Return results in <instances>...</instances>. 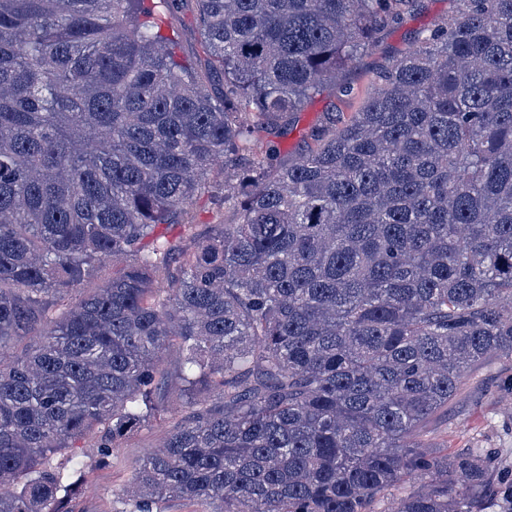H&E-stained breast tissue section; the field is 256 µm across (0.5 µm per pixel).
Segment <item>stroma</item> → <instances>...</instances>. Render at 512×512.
Returning a JSON list of instances; mask_svg holds the SVG:
<instances>
[{
    "mask_svg": "<svg viewBox=\"0 0 512 512\" xmlns=\"http://www.w3.org/2000/svg\"><path fill=\"white\" fill-rule=\"evenodd\" d=\"M453 10V0H414L397 23L381 31L372 48L343 70L340 80L353 87L352 96H343L337 86L326 85L289 118L284 132L274 139L280 159L292 161L305 153L312 144V131L327 127L334 113L356 111L373 89L377 71L404 55L419 36L448 18ZM160 12L162 29L175 39L178 58L189 65L214 97H221L224 75L203 38L197 0H172ZM223 182V174L212 173L209 187L179 211L174 223L160 226V233L189 249L195 236L205 233L209 225L232 222V212L211 201L212 187ZM511 377V362L493 359L472 369L456 401L428 421L426 441L442 454L489 448L499 463L511 464L512 395L501 389L503 381ZM181 417L176 411L143 427L113 449L100 467L92 466L90 458L78 448L57 456L63 474L78 485L70 503L73 512H115L119 506L116 493L131 481L137 462L160 444Z\"/></svg>",
    "mask_w": 512,
    "mask_h": 512,
    "instance_id": "stroma-1",
    "label": "stroma"
}]
</instances>
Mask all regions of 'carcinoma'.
<instances>
[{
    "mask_svg": "<svg viewBox=\"0 0 512 512\" xmlns=\"http://www.w3.org/2000/svg\"><path fill=\"white\" fill-rule=\"evenodd\" d=\"M150 2L0 0V512H70L52 458L165 417L172 353L186 416L121 512H373L407 478L392 512H483L491 454L422 433L512 362V0H455L294 162L258 130L404 0H199L218 103ZM216 166L236 220L185 250L157 228Z\"/></svg>",
    "mask_w": 512,
    "mask_h": 512,
    "instance_id": "carcinoma-1",
    "label": "carcinoma"
}]
</instances>
